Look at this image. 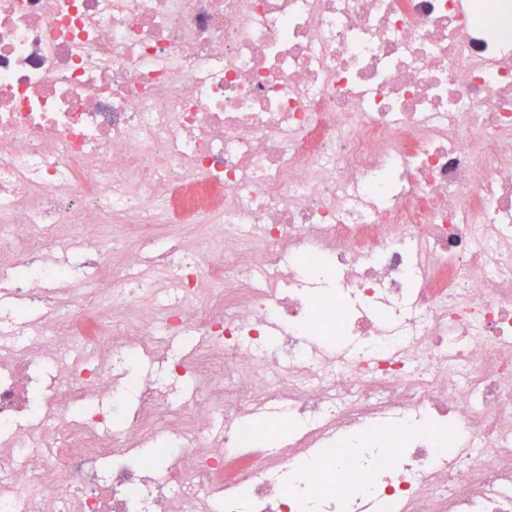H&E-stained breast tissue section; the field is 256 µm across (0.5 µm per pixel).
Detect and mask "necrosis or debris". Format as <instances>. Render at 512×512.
Returning a JSON list of instances; mask_svg holds the SVG:
<instances>
[{
	"label": "necrosis or debris",
	"instance_id": "4bbe7bcc",
	"mask_svg": "<svg viewBox=\"0 0 512 512\" xmlns=\"http://www.w3.org/2000/svg\"><path fill=\"white\" fill-rule=\"evenodd\" d=\"M0 276V512H512V0H0Z\"/></svg>",
	"mask_w": 512,
	"mask_h": 512
}]
</instances>
